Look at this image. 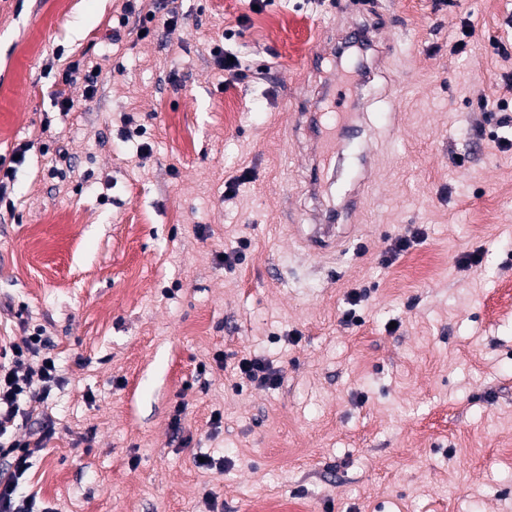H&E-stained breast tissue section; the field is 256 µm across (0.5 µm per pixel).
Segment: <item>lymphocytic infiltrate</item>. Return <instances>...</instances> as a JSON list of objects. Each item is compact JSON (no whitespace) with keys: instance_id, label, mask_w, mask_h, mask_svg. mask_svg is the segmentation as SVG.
Returning a JSON list of instances; mask_svg holds the SVG:
<instances>
[{"instance_id":"1","label":"lymphocytic infiltrate","mask_w":512,"mask_h":512,"mask_svg":"<svg viewBox=\"0 0 512 512\" xmlns=\"http://www.w3.org/2000/svg\"><path fill=\"white\" fill-rule=\"evenodd\" d=\"M49 345L37 330L0 351V458L6 462L0 469V512H56L50 504L20 491L33 457L55 434L53 420H46L27 438L14 435L19 421L33 415L32 408L23 405L33 383H40L41 395L46 398L64 381L58 364L49 361Z\"/></svg>"}]
</instances>
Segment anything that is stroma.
I'll list each match as a JSON object with an SVG mask.
<instances>
[{
  "instance_id": "35a3bbf8",
  "label": "stroma",
  "mask_w": 512,
  "mask_h": 512,
  "mask_svg": "<svg viewBox=\"0 0 512 512\" xmlns=\"http://www.w3.org/2000/svg\"><path fill=\"white\" fill-rule=\"evenodd\" d=\"M125 4L0 0V157L31 145L0 208V337L42 329L65 377L22 493L59 512H512V149L478 107L512 70L493 48L512 0H182L176 29L142 39ZM363 25L384 52L346 90L366 203L336 222L343 251L313 255L302 239L349 178L337 158L310 184L302 115L342 71L309 59ZM218 39L254 78L227 82ZM72 63L65 115L50 93ZM414 227L424 240L392 254ZM249 354L279 386L235 374Z\"/></svg>"
}]
</instances>
